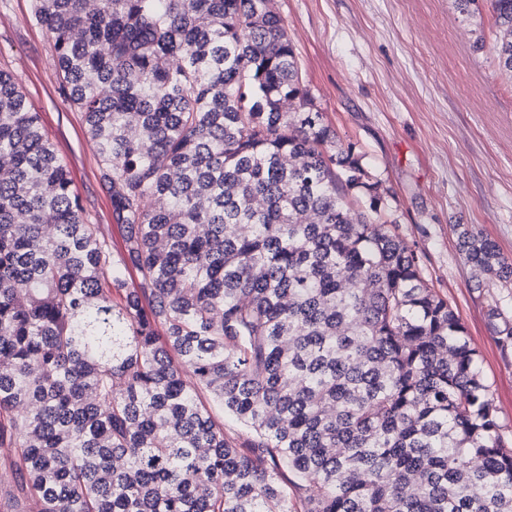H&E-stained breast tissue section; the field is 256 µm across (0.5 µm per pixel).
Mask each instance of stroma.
<instances>
[{
	"label": "stroma",
	"mask_w": 512,
	"mask_h": 512,
	"mask_svg": "<svg viewBox=\"0 0 512 512\" xmlns=\"http://www.w3.org/2000/svg\"><path fill=\"white\" fill-rule=\"evenodd\" d=\"M304 84L341 144H353L424 277L462 318L512 439V347L491 306L512 290L477 286L457 247L470 224L512 257V79L488 31L451 0H277ZM0 69L18 74L29 102L68 168L85 209L115 252L124 243L82 124L67 103L54 48L31 0H0Z\"/></svg>",
	"instance_id": "1"
}]
</instances>
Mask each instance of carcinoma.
Masks as SVG:
<instances>
[{"instance_id": "cac0c4a2", "label": "carcinoma", "mask_w": 512, "mask_h": 512, "mask_svg": "<svg viewBox=\"0 0 512 512\" xmlns=\"http://www.w3.org/2000/svg\"><path fill=\"white\" fill-rule=\"evenodd\" d=\"M484 2L512 80V0ZM32 17L124 250L0 70V448L21 490L0 512H512L478 353L316 109L275 0ZM455 231L512 286L493 240Z\"/></svg>"}]
</instances>
